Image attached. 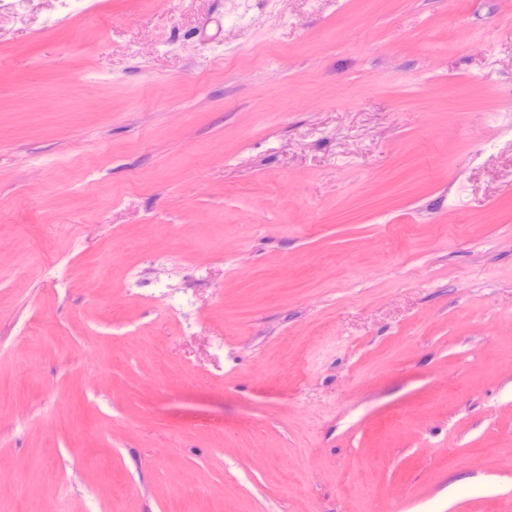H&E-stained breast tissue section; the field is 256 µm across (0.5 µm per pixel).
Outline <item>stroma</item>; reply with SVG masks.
Masks as SVG:
<instances>
[{
  "instance_id": "35a3bbf8",
  "label": "stroma",
  "mask_w": 512,
  "mask_h": 512,
  "mask_svg": "<svg viewBox=\"0 0 512 512\" xmlns=\"http://www.w3.org/2000/svg\"><path fill=\"white\" fill-rule=\"evenodd\" d=\"M0 512H512V0H0Z\"/></svg>"
}]
</instances>
